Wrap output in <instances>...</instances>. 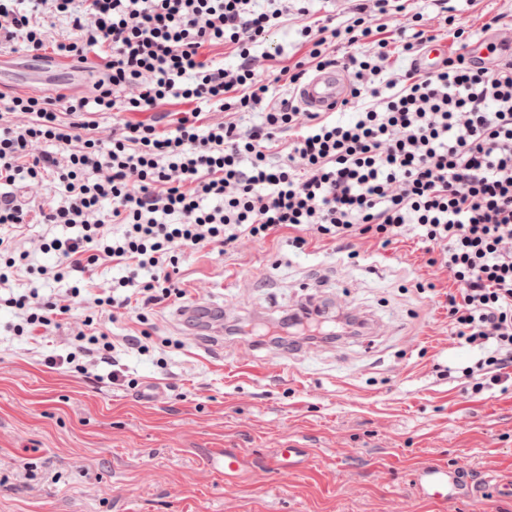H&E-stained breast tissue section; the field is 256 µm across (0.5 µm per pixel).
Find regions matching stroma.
<instances>
[{"instance_id": "35a3bbf8", "label": "stroma", "mask_w": 512, "mask_h": 512, "mask_svg": "<svg viewBox=\"0 0 512 512\" xmlns=\"http://www.w3.org/2000/svg\"><path fill=\"white\" fill-rule=\"evenodd\" d=\"M361 0H306L272 37L283 57L306 49L304 21L343 25ZM480 41L489 19L512 34V0H447ZM456 51L435 0H410L405 15L371 14L376 26L410 28L412 14ZM38 58L14 45L0 53L5 94L67 91L69 66L45 82ZM283 229L241 239L230 252L210 244L180 265L184 299L139 321L114 314L115 338L148 332L154 353L122 354L136 387L111 383L98 365L78 374L51 369L42 351L63 350L94 315L93 296L120 277L97 268L75 300L61 285L41 292L69 305L64 325L42 345L12 336L0 311V512H512V388L478 396L444 371L470 352L454 339L445 308L452 280L428 266L408 238L386 247L354 237L310 241ZM330 297L331 320L350 333L301 342L248 338L306 299ZM227 305L224 350L209 356L171 315L182 301ZM165 365H157V358ZM306 449L301 471L277 479V449ZM220 448L240 449L244 468L224 478L211 465ZM457 467L462 490L442 505L421 498L411 478L429 461Z\"/></svg>"}]
</instances>
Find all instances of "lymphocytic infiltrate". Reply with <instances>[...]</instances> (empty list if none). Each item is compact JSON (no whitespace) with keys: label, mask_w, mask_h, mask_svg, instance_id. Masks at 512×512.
Returning a JSON list of instances; mask_svg holds the SVG:
<instances>
[{"label":"lymphocytic infiltrate","mask_w":512,"mask_h":512,"mask_svg":"<svg viewBox=\"0 0 512 512\" xmlns=\"http://www.w3.org/2000/svg\"><path fill=\"white\" fill-rule=\"evenodd\" d=\"M288 15V0H0V43L32 56L46 49L79 64L97 56L105 74L93 98L0 96V281L25 272L65 285L82 297L88 273L109 262L122 269L95 294L86 332L44 363L87 373L88 361L126 383L106 315L149 310L183 298L184 258L208 244L230 247L284 228L295 242L356 236L381 246L414 235L428 263L448 270L451 333L473 353L461 370L473 393L512 385V62L490 69L468 53L470 32L454 16L445 23L459 49L430 74L410 69L400 87L381 89L393 54L414 56L432 36L367 25L304 24L306 57L257 78L251 52ZM370 43L348 56L357 80L343 122L318 112L301 123L292 102L275 100L273 83L298 84L309 68L336 66L330 42ZM224 46L233 68L205 57ZM138 88L134 97L126 88ZM190 109L159 131L149 116L158 103ZM224 112L207 122L205 109ZM29 115L13 123V114ZM117 117L110 139L94 135V113ZM143 113L140 121L129 120ZM257 120L242 127L240 117ZM293 138L273 149L277 133ZM54 150L33 154L35 145ZM49 181L65 201L30 206L15 198L22 181ZM31 224H61L47 239L49 265L30 263L17 236ZM13 311L14 336L39 342L61 327L68 306L37 289L0 297Z\"/></svg>","instance_id":"f902f5d3"}]
</instances>
